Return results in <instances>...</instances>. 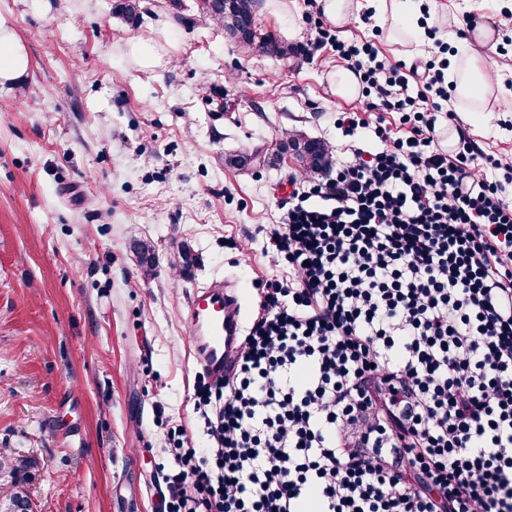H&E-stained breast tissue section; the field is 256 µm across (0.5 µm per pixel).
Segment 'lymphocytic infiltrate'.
Returning <instances> with one entry per match:
<instances>
[{
	"label": "lymphocytic infiltrate",
	"mask_w": 512,
	"mask_h": 512,
	"mask_svg": "<svg viewBox=\"0 0 512 512\" xmlns=\"http://www.w3.org/2000/svg\"><path fill=\"white\" fill-rule=\"evenodd\" d=\"M306 22L368 111L417 129L292 177L267 239L282 274L230 374L194 381L207 447L169 430L163 512H512V157L438 144L447 59Z\"/></svg>",
	"instance_id": "lymphocytic-infiltrate-1"
}]
</instances>
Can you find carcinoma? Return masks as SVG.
<instances>
[{"label":"carcinoma","mask_w":512,"mask_h":512,"mask_svg":"<svg viewBox=\"0 0 512 512\" xmlns=\"http://www.w3.org/2000/svg\"><path fill=\"white\" fill-rule=\"evenodd\" d=\"M197 7L220 22L224 32L237 44L248 51L259 50L283 63L293 61L299 55V47L258 27L260 0H197ZM115 15L131 26L142 22L139 0H116ZM283 150H290L302 170L320 174L329 166V155L324 142L296 134L281 144ZM33 463L27 459L0 461V483L13 488V496L3 504L0 512H17L29 500L25 489Z\"/></svg>","instance_id":"1"}]
</instances>
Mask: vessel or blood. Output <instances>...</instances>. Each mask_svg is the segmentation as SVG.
I'll use <instances>...</instances> for the list:
<instances>
[{"instance_id": "vessel-or-blood-1", "label": "vessel or blood", "mask_w": 512, "mask_h": 512, "mask_svg": "<svg viewBox=\"0 0 512 512\" xmlns=\"http://www.w3.org/2000/svg\"><path fill=\"white\" fill-rule=\"evenodd\" d=\"M186 322L194 364L209 379L223 380L245 328L236 290L225 278H212L196 289L187 307Z\"/></svg>"}]
</instances>
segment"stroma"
<instances>
[{"mask_svg": "<svg viewBox=\"0 0 512 512\" xmlns=\"http://www.w3.org/2000/svg\"><path fill=\"white\" fill-rule=\"evenodd\" d=\"M115 0H0L30 66L0 87V450L35 458L34 512H159L169 426L192 445L194 408L186 301L233 274L248 303L280 272L266 234L283 217L297 168L225 158L272 148L290 132L351 155L336 123L355 112L399 125L366 99L337 96L332 53L283 63L238 47L198 10L175 19L169 0H141L133 29ZM449 47L465 16L489 22L503 0H423ZM307 0H264L260 23L306 44ZM380 56L426 55L431 40L394 43L356 24L339 33ZM162 61L144 68L130 44ZM458 124L487 154L512 155V95ZM154 249L144 277L134 246ZM195 258L175 264L181 248Z\"/></svg>", "mask_w": 512, "mask_h": 512, "instance_id": "1", "label": "stroma"}]
</instances>
